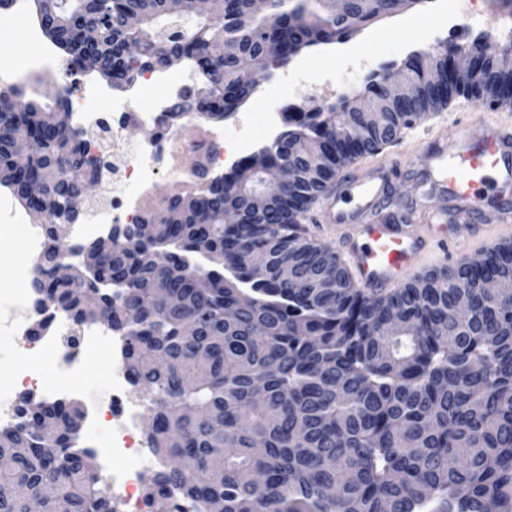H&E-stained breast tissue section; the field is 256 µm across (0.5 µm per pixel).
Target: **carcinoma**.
<instances>
[{"mask_svg":"<svg viewBox=\"0 0 512 512\" xmlns=\"http://www.w3.org/2000/svg\"><path fill=\"white\" fill-rule=\"evenodd\" d=\"M43 35L115 89L149 69L192 62L197 87L170 116L223 119L252 94L249 66L280 67L303 50L348 40L403 0H212L185 24L186 0H26ZM140 20L133 29L129 20ZM93 25L97 38L83 35ZM139 52L128 54L130 42ZM477 62L463 79L449 51L402 61V95L373 79L358 104L293 112L291 128L221 178L198 174L194 193L165 204L154 238L127 227L87 271L60 237L68 198L98 179L104 160L64 120L15 85L0 87V186L42 212L47 246L29 287L78 325L97 321L125 339L124 365L150 396L146 434L159 465L147 495L167 512L179 495L197 512H512V301L457 297L487 278L512 280V246L480 264L435 269L416 284L370 294L341 259L301 236L305 215L340 170L392 143L401 129L455 95L496 109L512 103V69L469 41ZM279 49L277 58L268 48ZM295 170L288 186L280 168ZM37 183L39 197L29 195ZM268 196L255 211L250 198ZM239 213L236 224L224 213ZM288 259L304 288L280 276ZM21 421L0 428V483L19 493L0 512H28L45 486L44 512H114L94 454L78 447L70 403L21 395Z\"/></svg>","mask_w":512,"mask_h":512,"instance_id":"1","label":"carcinoma"}]
</instances>
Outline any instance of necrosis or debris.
Instances as JSON below:
<instances>
[{"label":"necrosis or debris","mask_w":512,"mask_h":512,"mask_svg":"<svg viewBox=\"0 0 512 512\" xmlns=\"http://www.w3.org/2000/svg\"><path fill=\"white\" fill-rule=\"evenodd\" d=\"M195 80L193 69H186L174 76L163 70L145 72L140 82L127 89L129 97L142 101L143 107L134 111L118 105L111 98L109 89L92 79H83L78 87V102L74 117L79 126L90 132L89 145L101 150L104 138H111L119 154L112 161V220L87 222L75 225L70 244L78 246L87 239L106 232L110 224H138L143 222L154 200V186L150 172L165 166V160L176 151L183 150L201 156L208 170L224 169L225 150L232 147L241 154L253 151L258 141H272L282 131L287 112L293 111L292 99L274 100L266 114V130L262 138H254L247 122L234 119L233 137H226L223 127L207 124L205 118L194 117V124L203 126L199 139L189 141L184 136L188 121L177 118L169 125H160V118L171 111L174 102L183 97ZM132 125L156 127L153 140L131 143L125 132ZM29 270L18 271L19 288L0 291V323L12 329L17 337L18 349H25L29 322L35 314H43L48 322L41 342L52 354L54 378L46 386L49 399L63 402L80 401V387L76 378L82 373L84 360L96 349L109 347L112 359L106 367L110 388L105 405L87 404L85 429L80 442L94 453L99 468L119 495L113 498L115 512H153V504L140 485V471L155 463L156 458L140 437V418L144 406L135 394L131 379L123 364V343L120 336L110 334L100 323H87L74 327L69 318L55 309H41L40 302L24 283ZM112 415V433L108 443H101L97 433L103 412Z\"/></svg>","instance_id":"obj_1"}]
</instances>
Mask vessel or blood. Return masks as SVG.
Here are the masks:
<instances>
[{"label":"vessel or blood","instance_id":"1","mask_svg":"<svg viewBox=\"0 0 512 512\" xmlns=\"http://www.w3.org/2000/svg\"><path fill=\"white\" fill-rule=\"evenodd\" d=\"M417 187L427 202L418 224L369 222L384 196L385 172L372 161L339 190L325 193L322 214L329 224L348 228L347 267L361 287H394L422 267L427 233L447 229L457 247H466L464 215L485 210L489 223H512V116L484 123L482 139L465 131L435 137L416 170Z\"/></svg>","mask_w":512,"mask_h":512}]
</instances>
